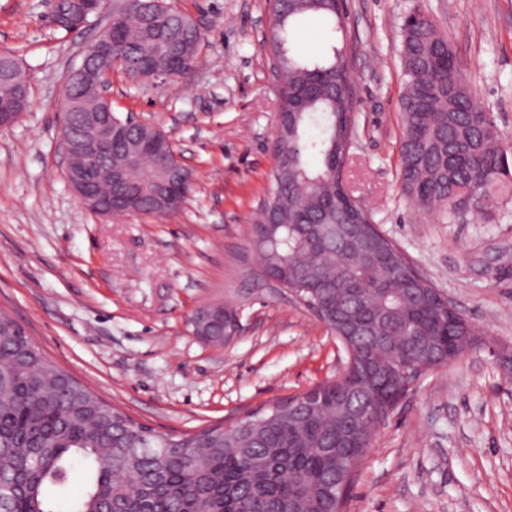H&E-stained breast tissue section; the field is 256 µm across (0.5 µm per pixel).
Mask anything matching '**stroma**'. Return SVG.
Here are the masks:
<instances>
[{
	"label": "stroma",
	"mask_w": 512,
	"mask_h": 512,
	"mask_svg": "<svg viewBox=\"0 0 512 512\" xmlns=\"http://www.w3.org/2000/svg\"><path fill=\"white\" fill-rule=\"evenodd\" d=\"M203 33L184 80L114 74L119 115L163 130L193 174L180 210L106 219L62 164L63 81L100 31L52 25L51 0H0V51L30 106L0 128V315L49 360L140 425L169 435L229 425L339 377L334 333L258 274L252 227L276 164L279 93L264 49L268 0H171ZM422 8L477 102L512 145V0H347L358 135L345 184L415 268L488 338L428 371L374 433L345 512H512V197L451 224L401 190V25ZM233 307L227 343L199 340L198 307Z\"/></svg>",
	"instance_id": "1"
}]
</instances>
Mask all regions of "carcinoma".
Returning <instances> with one entry per match:
<instances>
[{
  "label": "carcinoma",
  "instance_id": "obj_1",
  "mask_svg": "<svg viewBox=\"0 0 512 512\" xmlns=\"http://www.w3.org/2000/svg\"><path fill=\"white\" fill-rule=\"evenodd\" d=\"M144 0H112L125 49L154 58L158 33H178L176 54L192 70L198 35L190 17L174 9L150 15ZM345 0H277L270 20V51L282 72L283 137L271 191L253 229L260 270L287 274L288 287L322 322L347 337L352 370L259 414L253 427L238 423L182 434H158L136 425L48 361L15 323L0 317V512H340L336 472L327 452L345 416L336 410L340 389L353 391L354 408L387 418L416 381L410 358L433 367L465 350L476 328L448 313L428 282L410 288V266L386 258L399 248L376 228L348 193L343 179L356 133L353 87L345 48L318 57L300 55L291 33L320 21L344 32ZM400 172L405 195L420 210L443 209L448 223L467 219L466 202L479 198L487 216L512 176V150L491 115L474 99L448 39L427 15L402 24ZM17 61L0 54V99L26 90ZM135 130L112 145V165L137 149ZM148 157L125 179L105 187L132 212L163 216ZM223 314L214 310L202 337L221 340ZM355 455L371 446L369 421L352 422ZM80 467L85 486L68 494Z\"/></svg>",
  "mask_w": 512,
  "mask_h": 512
}]
</instances>
